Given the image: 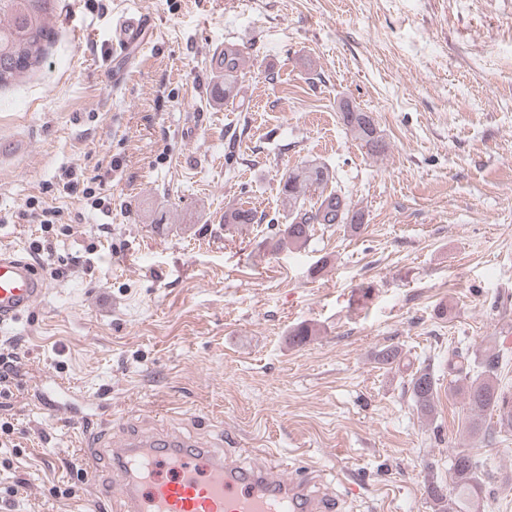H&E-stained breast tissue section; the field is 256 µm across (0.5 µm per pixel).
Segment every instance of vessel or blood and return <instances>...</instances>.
Wrapping results in <instances>:
<instances>
[{
    "label": "vessel or blood",
    "instance_id": "1",
    "mask_svg": "<svg viewBox=\"0 0 512 512\" xmlns=\"http://www.w3.org/2000/svg\"><path fill=\"white\" fill-rule=\"evenodd\" d=\"M144 14L115 24L112 52L143 48L153 35ZM48 282L21 254L0 249V325L29 312ZM114 479L101 493L115 512H325L331 500L314 477L283 478L270 463L243 465L177 432L112 443Z\"/></svg>",
    "mask_w": 512,
    "mask_h": 512
}]
</instances>
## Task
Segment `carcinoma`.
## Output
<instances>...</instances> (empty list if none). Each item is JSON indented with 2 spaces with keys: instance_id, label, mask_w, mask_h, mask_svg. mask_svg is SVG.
<instances>
[{
  "instance_id": "carcinoma-1",
  "label": "carcinoma",
  "mask_w": 512,
  "mask_h": 512,
  "mask_svg": "<svg viewBox=\"0 0 512 512\" xmlns=\"http://www.w3.org/2000/svg\"><path fill=\"white\" fill-rule=\"evenodd\" d=\"M51 0H0V50L14 60L15 67L9 72L0 70V87L25 74L41 58L45 43L51 36L46 16ZM241 52L231 43H224V100L234 97V90L241 82ZM341 120L355 139L361 141L373 155H380L387 149L385 140L377 131L373 118L365 112L348 107L341 112ZM333 179L325 165L304 164L289 170L281 179L280 194L287 209L288 223L281 234L271 239L270 248L278 251L286 246L302 248L308 245L314 226L317 224H342L350 231H358L363 224V214L354 209L342 190L322 193L321 189ZM318 193L316 201L309 196ZM261 218L251 208H234L224 213V224L239 227L244 224H258ZM315 335L309 324H301L288 333V344L301 347ZM500 364V354L489 353L481 365L484 370L471 375L468 359L448 362L449 373L455 374L454 382H465L464 393L470 411V428L479 433L484 427V416L495 413L502 404L512 398L506 396L495 380ZM410 389L417 409L424 415L433 411L437 393L434 376L420 370L411 375ZM453 486L447 491L440 484H430L428 496L440 502L449 497L455 512H480L482 478L479 461L465 450L454 453L450 462Z\"/></svg>"
}]
</instances>
